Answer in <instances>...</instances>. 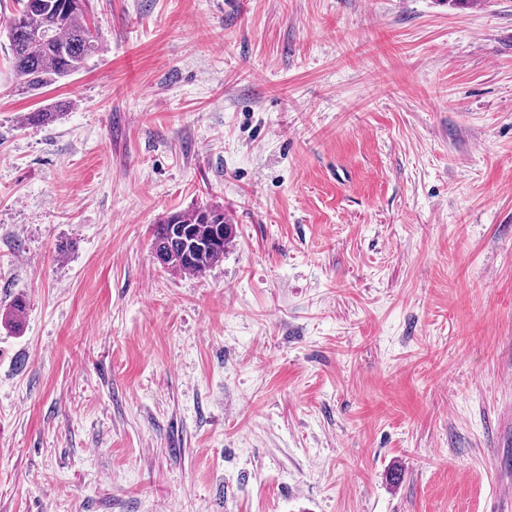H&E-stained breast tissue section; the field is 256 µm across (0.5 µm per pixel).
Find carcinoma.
Returning a JSON list of instances; mask_svg holds the SVG:
<instances>
[{"label":"carcinoma","instance_id":"cac0c4a2","mask_svg":"<svg viewBox=\"0 0 512 512\" xmlns=\"http://www.w3.org/2000/svg\"><path fill=\"white\" fill-rule=\"evenodd\" d=\"M5 36L18 90L48 87L82 70L99 51L87 21V0H17ZM233 225L224 209L203 205L169 214L153 225L152 250L165 269L199 276L224 260Z\"/></svg>","mask_w":512,"mask_h":512}]
</instances>
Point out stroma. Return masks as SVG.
<instances>
[{
    "instance_id": "obj_1",
    "label": "stroma",
    "mask_w": 512,
    "mask_h": 512,
    "mask_svg": "<svg viewBox=\"0 0 512 512\" xmlns=\"http://www.w3.org/2000/svg\"><path fill=\"white\" fill-rule=\"evenodd\" d=\"M87 19L34 93L0 38V512H512V0ZM224 225V233L215 237L216 228ZM233 224L224 221V210L203 205L169 214L153 225L152 250L164 254L167 270L199 276L224 259V249L232 241Z\"/></svg>"
}]
</instances>
